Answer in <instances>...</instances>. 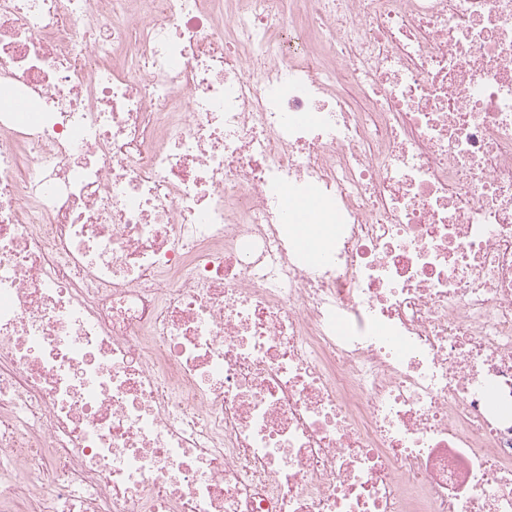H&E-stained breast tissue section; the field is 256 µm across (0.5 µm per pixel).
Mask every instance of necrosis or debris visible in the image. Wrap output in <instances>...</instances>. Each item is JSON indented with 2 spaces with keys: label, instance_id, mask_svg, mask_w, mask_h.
I'll return each mask as SVG.
<instances>
[{
  "label": "necrosis or debris",
  "instance_id": "necrosis-or-debris-1",
  "mask_svg": "<svg viewBox=\"0 0 512 512\" xmlns=\"http://www.w3.org/2000/svg\"><path fill=\"white\" fill-rule=\"evenodd\" d=\"M0 90L1 504L512 512V0H0Z\"/></svg>",
  "mask_w": 512,
  "mask_h": 512
}]
</instances>
